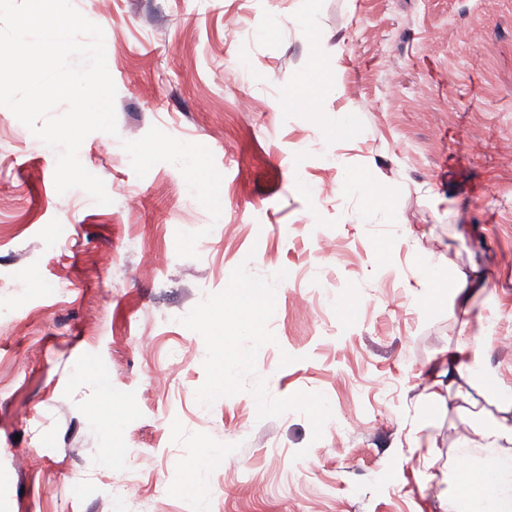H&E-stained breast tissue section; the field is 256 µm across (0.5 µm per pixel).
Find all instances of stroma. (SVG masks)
I'll return each mask as SVG.
<instances>
[{"mask_svg":"<svg viewBox=\"0 0 512 512\" xmlns=\"http://www.w3.org/2000/svg\"><path fill=\"white\" fill-rule=\"evenodd\" d=\"M78 9L104 31L119 131L90 134L79 159L113 202L58 194L55 151L0 111V512H444L464 408L512 388V0ZM315 52L330 70L317 109L286 110ZM339 112L355 130L329 124ZM154 126L212 152L219 219L176 165L137 177L121 143ZM354 171L382 203L371 216ZM203 228L178 257L177 231ZM242 264L288 273L276 341L246 391L206 407L205 343L180 319ZM425 265L487 294L463 315ZM466 318L496 325L487 385L430 386ZM259 377L276 398L323 394L321 438L299 412L258 418Z\"/></svg>","mask_w":512,"mask_h":512,"instance_id":"1","label":"stroma"}]
</instances>
